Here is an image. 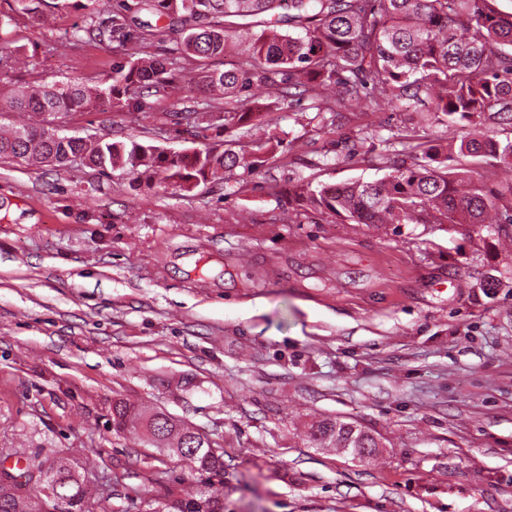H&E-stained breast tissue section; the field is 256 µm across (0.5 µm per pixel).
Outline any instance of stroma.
Masks as SVG:
<instances>
[{
	"mask_svg": "<svg viewBox=\"0 0 512 512\" xmlns=\"http://www.w3.org/2000/svg\"><path fill=\"white\" fill-rule=\"evenodd\" d=\"M18 7L0 0V41L42 78L111 83L119 43L88 33L111 8ZM271 101L253 89L251 122L224 133L280 141L243 190L0 161V448L75 449L79 472L120 476L114 512L194 493L189 462L113 432L122 398L223 445L224 512H512V254L467 224L289 217L295 186L383 177L385 138L422 105L326 126L307 100ZM164 106L76 112L69 131L192 154ZM325 417L381 448L312 447Z\"/></svg>",
	"mask_w": 512,
	"mask_h": 512,
	"instance_id": "stroma-1",
	"label": "stroma"
}]
</instances>
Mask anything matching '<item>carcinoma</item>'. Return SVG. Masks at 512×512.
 I'll list each match as a JSON object with an SVG mask.
<instances>
[{
    "mask_svg": "<svg viewBox=\"0 0 512 512\" xmlns=\"http://www.w3.org/2000/svg\"><path fill=\"white\" fill-rule=\"evenodd\" d=\"M110 33L133 50L112 66V84L69 78L41 79L13 89L0 101V112H30L31 124L0 135V159L30 167L83 165L107 174L128 170L135 179L190 192L200 184L224 179L243 168L247 175L262 166V151L271 140L252 142L251 149H224L208 143L183 155L140 142L105 136H67L56 119L71 112L108 107L128 112L144 94L161 93L190 66L217 61L228 51L238 56L230 69L213 68L201 77L219 133L251 120L245 108L255 87L284 102L309 99L311 109L338 115L351 103L382 112L397 102L421 97L436 123L448 130V153L429 144L417 126H406L396 139L403 158L373 182L320 184L297 188L289 198L355 224H469L486 232L483 241L512 244V180L501 181L497 169L512 170V12L499 0H140V9L157 18H178L182 29L176 55L158 58L149 52L160 36L148 23L132 27L125 0H115ZM104 0H52L62 12L81 7L94 15ZM288 6L294 31L279 32L267 22L248 29L237 41L228 32L249 17ZM20 52L0 48V71H16L28 62ZM143 427L149 445L193 464L202 480L192 495H168L145 512H224V493L212 478L224 472V448L191 424L161 409H136L123 399L112 402V429L124 433ZM308 441L315 448H350L359 457L379 447L372 434L353 422L323 419L313 423ZM72 449L36 448L25 467L0 470V512H112L111 496H103L96 476L77 473ZM56 484L60 503L48 501L43 489L23 493L8 481L10 473Z\"/></svg>",
    "mask_w": 512,
    "mask_h": 512,
    "instance_id": "cac0c4a2",
    "label": "carcinoma"
}]
</instances>
